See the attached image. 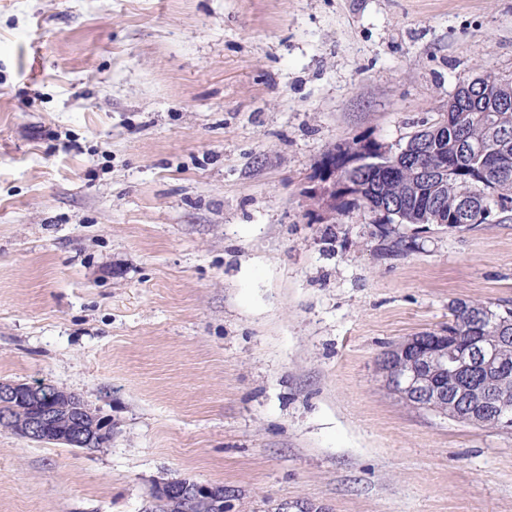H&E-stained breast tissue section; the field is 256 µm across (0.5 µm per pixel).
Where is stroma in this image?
I'll return each instance as SVG.
<instances>
[{"instance_id": "35a3bbf8", "label": "stroma", "mask_w": 512, "mask_h": 512, "mask_svg": "<svg viewBox=\"0 0 512 512\" xmlns=\"http://www.w3.org/2000/svg\"><path fill=\"white\" fill-rule=\"evenodd\" d=\"M485 74L512 79V0H0V381L112 427L0 428V512H144L176 479L237 512H512V434L378 369L453 301L512 304V219L385 238L309 195ZM67 398H69L68 393L54 386H46V384L30 385L0 382V400L22 402L29 410V418L18 430L19 435L28 439L41 437L42 439L35 440V442L45 444L56 445L49 441H43V438L50 436L54 442L67 443L72 446L87 445L75 448L89 450L108 448L112 434L102 442L89 445L97 439H101L102 434L107 432L108 427L101 417L93 416L91 423H89V416L86 411L77 407L71 409V416L60 420L55 412L58 408L57 403ZM177 486L183 495L204 503L209 512H234V506L226 496L224 487L218 490L215 485L185 479L180 480Z\"/></svg>"}]
</instances>
